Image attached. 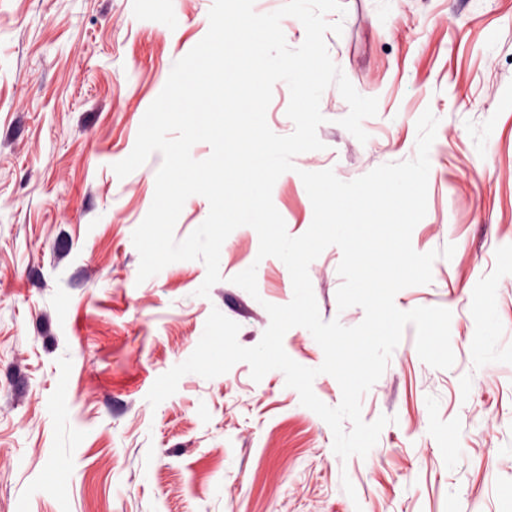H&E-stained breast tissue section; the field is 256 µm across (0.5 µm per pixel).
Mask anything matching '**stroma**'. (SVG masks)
I'll return each mask as SVG.
<instances>
[{
    "instance_id": "35a3bbf8",
    "label": "stroma",
    "mask_w": 512,
    "mask_h": 512,
    "mask_svg": "<svg viewBox=\"0 0 512 512\" xmlns=\"http://www.w3.org/2000/svg\"><path fill=\"white\" fill-rule=\"evenodd\" d=\"M326 16L333 62L378 100L359 142L337 87L320 101L325 148L294 157L272 200L289 235L313 207L300 171L351 181L416 152V121L438 118L427 213L412 232L437 258L398 309L451 311L455 363L436 369L406 326L362 418L390 419L364 457L281 371L248 363L184 375L151 406L156 379L196 348L211 310L259 343L266 304L293 297L277 258L235 229L219 282L202 261L138 281L132 233L154 170L118 178L175 61L206 35L213 0H0V512H512V0H343ZM339 247L309 266L323 320L339 309ZM256 266L258 293L232 278Z\"/></svg>"
}]
</instances>
